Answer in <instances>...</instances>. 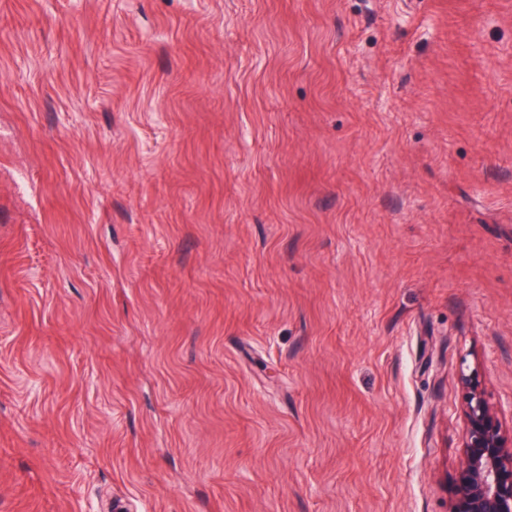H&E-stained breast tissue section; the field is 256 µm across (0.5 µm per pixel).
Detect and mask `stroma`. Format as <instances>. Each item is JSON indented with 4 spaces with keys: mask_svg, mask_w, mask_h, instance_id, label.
Listing matches in <instances>:
<instances>
[{
    "mask_svg": "<svg viewBox=\"0 0 512 512\" xmlns=\"http://www.w3.org/2000/svg\"><path fill=\"white\" fill-rule=\"evenodd\" d=\"M512 423V0H0V512H445ZM462 457L448 512H512V426L486 398L476 369L462 372Z\"/></svg>",
    "mask_w": 512,
    "mask_h": 512,
    "instance_id": "35a3bbf8",
    "label": "stroma"
}]
</instances>
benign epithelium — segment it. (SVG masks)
Here are the masks:
<instances>
[{"label": "benign epithelium", "instance_id": "1", "mask_svg": "<svg viewBox=\"0 0 512 512\" xmlns=\"http://www.w3.org/2000/svg\"><path fill=\"white\" fill-rule=\"evenodd\" d=\"M462 457L448 512H512V426L486 398L475 369L460 376Z\"/></svg>", "mask_w": 512, "mask_h": 512}]
</instances>
